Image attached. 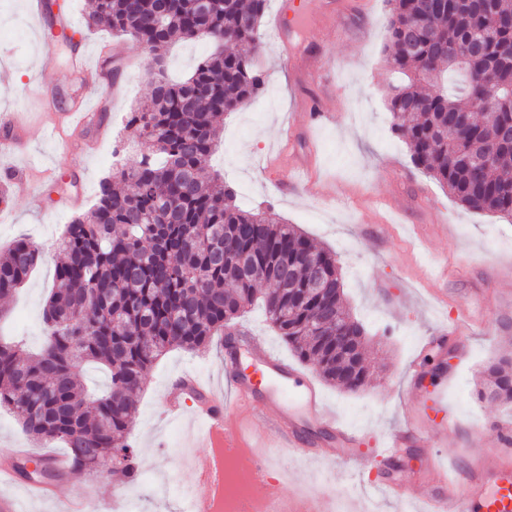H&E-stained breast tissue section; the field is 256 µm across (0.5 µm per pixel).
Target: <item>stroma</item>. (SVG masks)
<instances>
[{
    "instance_id": "stroma-1",
    "label": "stroma",
    "mask_w": 512,
    "mask_h": 512,
    "mask_svg": "<svg viewBox=\"0 0 512 512\" xmlns=\"http://www.w3.org/2000/svg\"><path fill=\"white\" fill-rule=\"evenodd\" d=\"M342 2L340 20L302 25L285 48L271 33L275 13L308 12L319 0H271L259 58L266 88L253 102L259 106L271 95L275 105L225 115L221 143L206 169L223 175L242 208L273 210L336 255L345 304L367 330L366 360L374 374L354 393L326 383L320 391L339 421L364 432L362 451L354 464L310 463L281 451L272 482L285 497L317 486L346 495L353 505L379 479L369 450L402 422V393L414 361L426 373L438 361L446 363L442 379L457 427L440 446L442 455L475 443L496 446L493 422H512L511 407L476 395L480 371L502 351H512V219L466 209L413 166L407 144L391 131L388 96L399 79L383 61L385 0ZM60 32L47 21L35 25L25 0H0V109L20 112L23 123L21 150L0 155V168L43 159L57 172L36 195L8 198L11 214L0 222V251L21 234L44 248L25 285L0 301L10 310L1 329L33 351L44 341L41 315L60 260L56 243L66 224L92 207L99 180L111 176L120 160L134 157L137 136L127 128L126 115L149 96L146 75L154 66L129 36L80 25L68 47L60 44ZM81 43L95 49L94 67L108 65L117 77L102 76L91 85L82 75L68 74L72 47ZM313 47L327 56L318 75L304 68L289 72L287 49L303 56ZM304 96L323 100L336 120L294 134L311 141L313 155L305 180L285 197L278 186L289 181L291 169L267 167L266 157L294 136L289 127ZM84 100L94 107L88 124L71 130L65 143L44 137L49 123ZM444 224L452 226V236L442 234ZM465 301L483 309L484 326L464 344L449 338L448 327ZM186 369L206 381L223 375L221 337L196 352L171 349L147 372L129 433L139 456L137 476L74 470L56 482V501L28 505L26 512H57V500L76 492L97 512H113V491L120 485L135 512H179V491L191 487L195 463L207 451L189 418L161 416L168 385Z\"/></svg>"
}]
</instances>
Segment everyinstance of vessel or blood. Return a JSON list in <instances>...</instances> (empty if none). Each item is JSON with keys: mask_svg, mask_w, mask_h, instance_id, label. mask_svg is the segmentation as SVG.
<instances>
[{"mask_svg": "<svg viewBox=\"0 0 512 512\" xmlns=\"http://www.w3.org/2000/svg\"><path fill=\"white\" fill-rule=\"evenodd\" d=\"M49 174L47 165L30 162L17 169L9 178L13 192L29 193L36 183L30 172ZM250 359L252 373L240 369L241 358ZM227 388H216L185 374L167 391L164 415L170 419L181 416L178 399L188 396L196 405L195 421L203 428L211 447L197 467L192 487L191 512H213L216 499L223 490L224 460L218 455L221 447H230L251 438L255 452V483L267 485L268 471L274 459L273 449L285 448L305 457L321 456L329 461L350 460L360 444L358 432L340 424L330 414L314 380L303 377L286 359L271 351L259 338H252L243 352L224 357ZM294 396V408H286L287 396ZM264 406H257V398ZM251 410L247 424H240L241 410ZM305 416L325 426L336 445L321 451L312 448L302 434L298 416ZM430 423L433 442L447 437L453 423L448 414V399L444 388H437L429 410L408 415L404 426L397 429L374 456L388 463L400 459L411 449L420 447L423 423ZM499 438L493 450H475L474 458L442 467L437 456H428L420 469L408 470L373 484L372 492L385 493L405 503L418 494L420 486H428L425 512H512V425L496 423Z\"/></svg>", "mask_w": 512, "mask_h": 512, "instance_id": "1", "label": "vessel or blood"}]
</instances>
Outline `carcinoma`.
I'll list each match as a JSON object with an SVG mask.
<instances>
[{"mask_svg":"<svg viewBox=\"0 0 512 512\" xmlns=\"http://www.w3.org/2000/svg\"><path fill=\"white\" fill-rule=\"evenodd\" d=\"M386 66L407 82L389 98L393 130L415 166L469 210L512 218V0H386ZM270 0H93L88 29L133 37L156 60L150 99L127 117L142 152L98 184L91 211L57 242L64 258L43 308L46 341L29 352L0 340V407L22 418L38 444H63L89 471L138 470L128 429L146 371L172 348L204 349L262 301L271 326L302 363L348 391L368 382L366 331L343 306L336 254L316 246L271 211L249 212L218 174L202 178L220 141V119L265 85L255 56ZM215 49L188 78L165 69L177 40ZM478 41L470 63L459 47ZM462 76L459 91L442 78ZM495 152L488 167L484 157ZM43 258L16 240L0 256V297H12ZM97 290V297L88 292ZM353 337L336 349V328ZM107 372L89 393L85 366ZM478 397L512 403V357L490 362Z\"/></svg>","mask_w":512,"mask_h":512,"instance_id":"1","label":"carcinoma"}]
</instances>
